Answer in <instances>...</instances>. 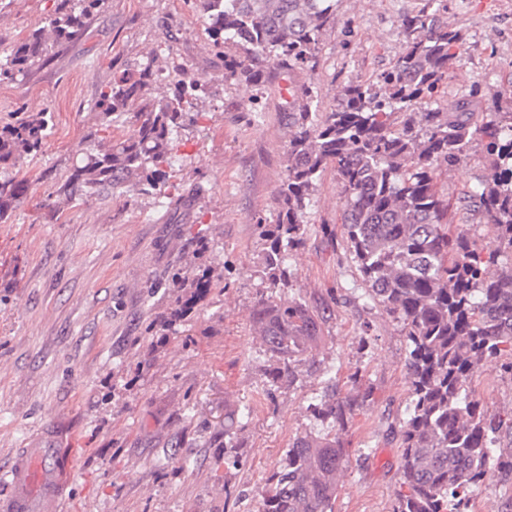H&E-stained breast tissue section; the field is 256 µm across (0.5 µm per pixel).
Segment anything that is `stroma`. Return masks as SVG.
<instances>
[{"label": "stroma", "mask_w": 512, "mask_h": 512, "mask_svg": "<svg viewBox=\"0 0 512 512\" xmlns=\"http://www.w3.org/2000/svg\"><path fill=\"white\" fill-rule=\"evenodd\" d=\"M426 2L336 0L316 73L271 67L248 88L225 80L194 0H104L79 38L23 82L0 83V127L52 114L41 149L18 168L26 197L0 224V469L12 449L49 438L79 451L65 512H260V490L286 450L322 432L310 404L338 389L366 399L344 435L334 512H393L407 345L400 324L368 301L344 250L341 186L330 173L318 182L305 242L288 261L285 295L318 312L320 337L292 380L274 387L278 361L252 321L264 292L255 222L277 218L301 88L315 85L326 112L348 81H375L405 50L403 18ZM56 5L0 0V59ZM447 5L442 17L463 44L441 99H465L476 83L512 109V0ZM149 57L207 85L173 150L169 182L181 201L160 208L152 195L102 194L53 218L37 210L91 148L101 88ZM489 164L477 140L434 180L449 224L472 225L480 242L489 229L459 200ZM206 269L209 287L170 285L174 271ZM469 389L489 411L512 410V374L496 363ZM245 405L251 416L225 448L224 418Z\"/></svg>", "instance_id": "obj_1"}]
</instances>
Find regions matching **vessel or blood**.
<instances>
[{
    "mask_svg": "<svg viewBox=\"0 0 512 512\" xmlns=\"http://www.w3.org/2000/svg\"><path fill=\"white\" fill-rule=\"evenodd\" d=\"M74 467V452L52 445L16 449L0 480V512H63L65 480Z\"/></svg>",
    "mask_w": 512,
    "mask_h": 512,
    "instance_id": "vessel-or-blood-1",
    "label": "vessel or blood"
}]
</instances>
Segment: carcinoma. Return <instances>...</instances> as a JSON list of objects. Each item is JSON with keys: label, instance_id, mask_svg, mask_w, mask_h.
I'll return each mask as SVG.
<instances>
[{"label": "carcinoma", "instance_id": "carcinoma-1", "mask_svg": "<svg viewBox=\"0 0 512 512\" xmlns=\"http://www.w3.org/2000/svg\"><path fill=\"white\" fill-rule=\"evenodd\" d=\"M102 0H59L45 27L24 38L0 61V81L21 82L58 45L80 36ZM443 0L403 19L406 49L374 84L353 81L329 112L306 103L290 114L287 175L280 189L282 217L257 224L267 240L261 278L274 290L288 286V258L304 241L316 182L336 175L344 196L342 239L371 301L399 323L406 337L410 379L406 419L399 423V489L393 512H468L470 495L495 486L510 492L512 411L490 414L468 383L485 361L512 371V111L493 101L474 112L465 101L433 107L459 49L458 31L440 21ZM333 0H198L212 47L224 56V78L246 86L271 67L313 72ZM155 61L112 79L101 90L98 121L130 123L133 133L100 142L40 207L99 195H157L172 167L173 143L203 91L185 70L165 94L155 92ZM52 116L40 112L0 128V223L26 196L13 168L38 151ZM485 142L490 173L470 191V202L490 228L483 245L471 227L445 231L448 201L434 189L438 166L456 165L473 140ZM253 319L266 350L292 375L319 334V315L297 299H260ZM361 402L338 394L317 413L329 423L323 436L294 442L262 491L261 512H333L346 467L342 433Z\"/></svg>", "mask_w": 512, "mask_h": 512}]
</instances>
